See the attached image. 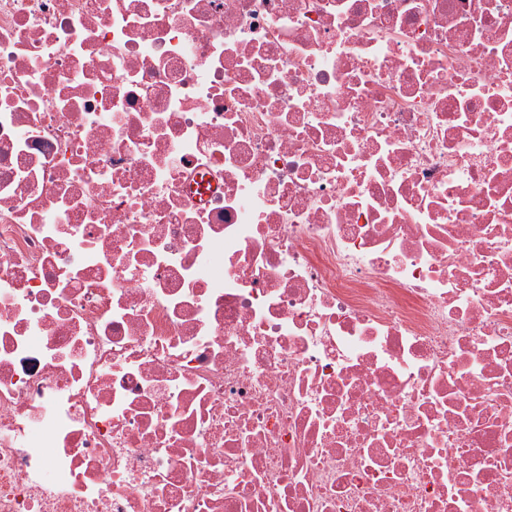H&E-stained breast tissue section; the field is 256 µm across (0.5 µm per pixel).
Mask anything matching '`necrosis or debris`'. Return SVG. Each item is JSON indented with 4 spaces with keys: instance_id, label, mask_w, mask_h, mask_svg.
I'll use <instances>...</instances> for the list:
<instances>
[{
    "instance_id": "4bbe7bcc",
    "label": "necrosis or debris",
    "mask_w": 512,
    "mask_h": 512,
    "mask_svg": "<svg viewBox=\"0 0 512 512\" xmlns=\"http://www.w3.org/2000/svg\"><path fill=\"white\" fill-rule=\"evenodd\" d=\"M0 512H512V0H0Z\"/></svg>"
}]
</instances>
